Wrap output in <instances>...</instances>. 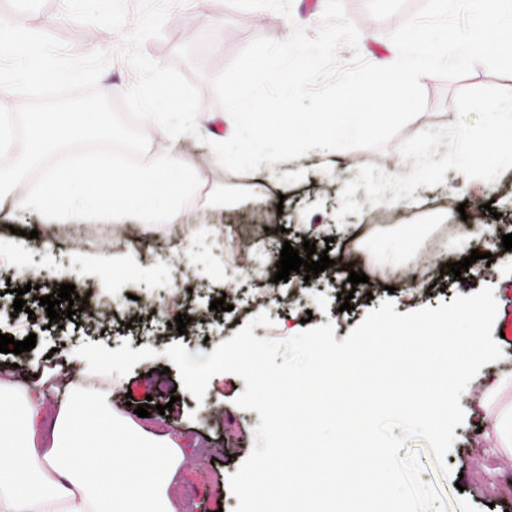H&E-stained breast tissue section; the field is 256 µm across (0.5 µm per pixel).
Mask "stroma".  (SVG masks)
<instances>
[{
	"label": "stroma",
	"instance_id": "35a3bbf8",
	"mask_svg": "<svg viewBox=\"0 0 512 512\" xmlns=\"http://www.w3.org/2000/svg\"><path fill=\"white\" fill-rule=\"evenodd\" d=\"M421 0H345L349 17L361 31L359 50L371 64L395 61L397 49L389 34L412 13ZM326 0H292L291 17L270 10L244 11L225 0H189L174 7L163 35L148 40L144 51L161 64L174 61L176 50L214 32L212 47L198 51L192 62L183 64L187 75L202 73L209 78L225 66L254 38L263 36L286 40L293 24L315 29ZM24 12L31 26L67 42L78 54L111 50L120 43L117 33L104 28L89 30L63 15V0H0V14ZM426 108L407 124L382 150H349L302 156L295 168L304 172L301 182L283 185L267 179L265 173L244 176L220 167L203 168L202 191L224 195L225 204L252 205L250 186L263 183L260 204L268 222L279 227L280 241L301 248L303 240L315 242L327 251L334 265L318 277L307 280L290 274L288 282L275 285L256 280L248 271L255 251L234 253L225 260L223 250L204 237L186 239L173 225H158L151 234L142 233L134 222L120 224L126 236L121 250L136 254L137 270L88 272L80 266L81 256L102 249V242L81 238L85 220L48 216L39 212L13 216L10 196L0 197V239L12 240L13 230L36 231L26 240L23 252L0 251V333L24 340L35 335L36 345L25 355V368L13 370L14 354L0 353V371L10 370L17 383L39 374H52L55 385L64 379L88 376L86 362L73 358V351L90 342L116 350L129 344L132 350L149 347L155 358L136 364L125 376H111L104 388L113 409L133 417L137 405L172 404L171 412L141 419L144 428L156 433H173L183 450V460L170 488L180 512H234L238 500L229 488V478L251 453L257 412L241 408L236 399L245 389L244 381L232 373H220L209 382L204 400L182 395L171 402L170 392L181 386L178 369L172 368L164 350L175 343L190 353L210 354L216 346L233 337L260 312H267L273 324L255 327L259 338L284 339L302 331V318L311 326L332 324L336 340H344L367 315L384 302H392L397 313L424 307H438L455 297L468 296L481 288H492L497 301L493 325L504 357L484 365L460 398L465 412L456 440L447 453L448 476H440L423 442L412 448L424 467L423 481L434 483L445 512H512V493L503 495L478 488L471 479L485 458L486 444L478 428L482 421L472 415V401L483 382L493 375L512 373V257L501 238L512 233V153L499 151L494 138L484 134L486 112L512 110V78L498 77L486 67H475L466 76L445 81L426 76L421 81ZM68 81L29 83L24 63L12 52H0V102L17 103L20 111L52 110L70 101ZM465 137L474 157L494 156L484 165L477 180L463 185L456 136ZM387 182L390 198L373 201L371 210L346 214L340 203L347 190H370L373 181ZM453 225L457 234H470L477 242L480 260L461 282L451 272L425 265V277L415 293L403 286L386 291L372 277L373 260L387 255L400 264L422 254L434 243L439 230ZM491 253L492 262L483 260ZM371 275L369 287L352 288L346 263ZM33 270L31 284L37 293H25V311L15 312V288L23 286L16 277L18 265ZM67 278H59V270ZM76 290L106 296L110 310L94 322L64 320L62 327L50 325L38 296L51 294L60 283ZM232 295H225L226 286ZM353 290L349 310H341L338 295ZM224 299L228 309L211 310L215 299ZM190 317L186 333H178L171 321L175 315Z\"/></svg>",
	"mask_w": 512,
	"mask_h": 512
}]
</instances>
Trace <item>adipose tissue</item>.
Instances as JSON below:
<instances>
[{
    "mask_svg": "<svg viewBox=\"0 0 512 512\" xmlns=\"http://www.w3.org/2000/svg\"><path fill=\"white\" fill-rule=\"evenodd\" d=\"M0 48L24 58L28 77L59 79L24 18L0 17ZM142 119L158 127L162 143L146 164L130 168L112 152L114 120L107 108L76 97L64 108L24 113L18 142L12 113L1 112L0 148L21 144L22 156L45 168L32 185L1 167L0 193L11 195L21 212L123 216L147 227L175 221L201 164L223 165L243 119L237 112L209 113V153L201 162L174 148L187 130L166 126L163 113L153 109ZM49 154L55 161L48 165ZM40 402L36 387L0 380V512H177L168 495L181 456L175 441L143 432L100 396L75 391L59 405L45 439L36 426ZM480 407L491 442L485 472L512 489V376L492 381Z\"/></svg>",
    "mask_w": 512,
    "mask_h": 512,
    "instance_id": "ef3b65f1",
    "label": "adipose tissue"
}]
</instances>
